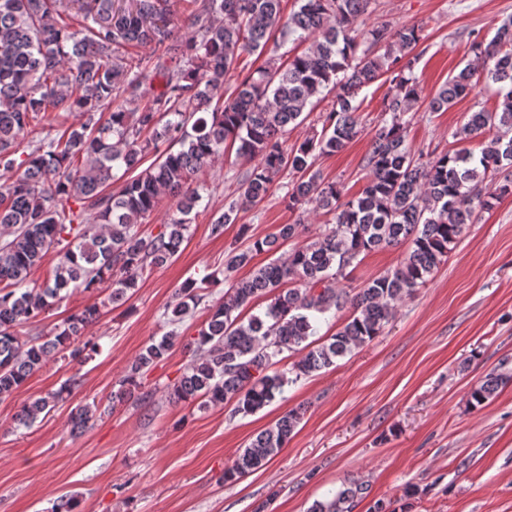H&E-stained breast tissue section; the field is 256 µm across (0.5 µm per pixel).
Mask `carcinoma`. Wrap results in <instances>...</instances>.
<instances>
[{
	"mask_svg": "<svg viewBox=\"0 0 512 512\" xmlns=\"http://www.w3.org/2000/svg\"><path fill=\"white\" fill-rule=\"evenodd\" d=\"M282 2L0 0V168L12 172L0 184V399L85 335L101 309L71 314L46 340L22 342L19 329L78 288L103 290L109 302L124 303L147 273L179 254L202 201L195 183L228 145L253 166L237 201L213 221L214 233L264 202L283 174L291 176L289 208L310 205L335 220L312 241L231 281L224 298L210 306L195 337L199 357L170 397L229 405L232 417L263 409L287 387L336 366L380 335L398 305L447 260L475 209L489 210L512 194V19L491 40L473 41L481 68L466 64L429 101L433 111L447 109L484 77L495 85L497 108L471 113L454 137L465 141L484 129L492 137L478 156L460 149L424 161L412 153L404 119L421 93L413 55L421 29H364L372 0H300L287 18ZM180 5L191 15L183 35L173 24ZM277 31L307 49L267 59L223 97L239 57L263 51ZM141 46L151 53L136 52ZM383 75L389 89L366 157L370 179L348 199L315 162L357 136L356 97ZM326 91L336 97L320 134L286 147L288 126ZM118 95L127 107L103 118ZM51 112H75L80 119L29 141L25 157L15 158L31 126ZM163 145L179 150L161 154ZM151 153L156 159L142 167ZM130 172L134 176L122 179ZM117 181L121 185L112 188ZM164 196L175 202L169 220L156 233L140 231ZM304 230L301 223L282 224L263 237L248 235L246 246L228 254L227 272L258 253L278 252ZM404 243L409 252L397 268L358 289L339 286L361 255ZM52 248L59 254L52 278L29 289L32 272ZM216 283L211 276L185 280L167 323L182 322ZM260 298L267 299L265 308L244 316ZM345 310L349 316L335 332L319 334L328 315ZM176 337L172 330L147 345L112 399L130 398ZM287 353L299 358L288 370L277 369ZM511 380L508 372L487 375L471 390L470 404L485 403ZM76 385L74 377L24 404L17 424H31ZM94 418L91 407L77 408L71 433L85 432ZM302 418L299 408L284 412L238 451L223 481L235 482L275 458ZM368 495V485L352 481L308 512H353Z\"/></svg>",
	"mask_w": 512,
	"mask_h": 512,
	"instance_id": "cac0c4a2",
	"label": "carcinoma"
}]
</instances>
